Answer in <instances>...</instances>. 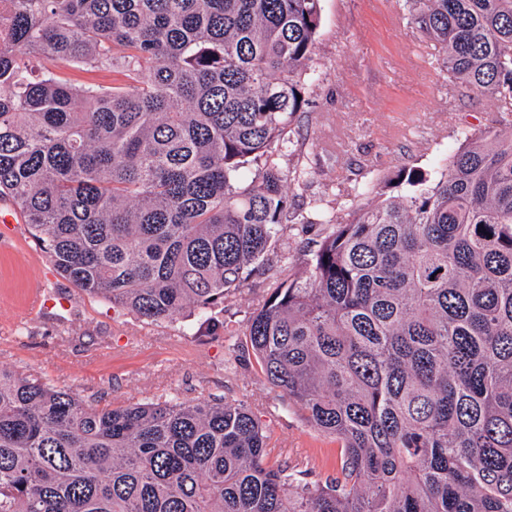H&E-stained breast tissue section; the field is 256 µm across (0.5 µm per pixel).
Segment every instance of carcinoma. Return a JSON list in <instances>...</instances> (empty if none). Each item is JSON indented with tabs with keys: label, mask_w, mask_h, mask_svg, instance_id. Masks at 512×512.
Instances as JSON below:
<instances>
[{
	"label": "carcinoma",
	"mask_w": 512,
	"mask_h": 512,
	"mask_svg": "<svg viewBox=\"0 0 512 512\" xmlns=\"http://www.w3.org/2000/svg\"><path fill=\"white\" fill-rule=\"evenodd\" d=\"M320 2L12 0L0 198L64 278L151 323L211 315L272 271L288 223L320 226L244 336L341 477L268 466L242 403L101 404L0 366V512H512V0H405L499 115L441 171L359 186L346 222L291 209L272 151ZM110 69L125 80L66 77Z\"/></svg>",
	"instance_id": "carcinoma-1"
}]
</instances>
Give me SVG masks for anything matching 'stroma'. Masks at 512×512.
Wrapping results in <instances>:
<instances>
[{
  "instance_id": "1",
  "label": "stroma",
  "mask_w": 512,
  "mask_h": 512,
  "mask_svg": "<svg viewBox=\"0 0 512 512\" xmlns=\"http://www.w3.org/2000/svg\"><path fill=\"white\" fill-rule=\"evenodd\" d=\"M439 47L405 16L403 0H321L306 103L275 146L281 168L299 174L293 206L310 218L336 208L365 182L413 164L437 168L461 132L498 114L492 99L463 97L441 66ZM0 365L37 372L85 400L115 405L178 392L183 400L246 403L266 427L271 466L308 479L339 477L341 448L304 412L269 389L243 334L267 297L253 275L213 321L182 315L148 323L91 297L64 279L19 208L0 200ZM306 232L289 225L270 262L288 278L304 268ZM41 287L39 307L28 292Z\"/></svg>"
}]
</instances>
